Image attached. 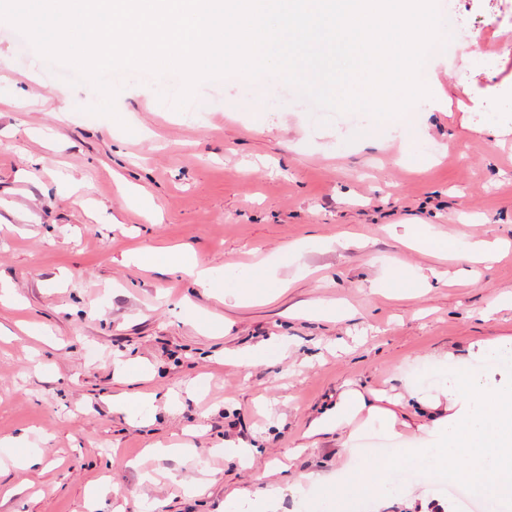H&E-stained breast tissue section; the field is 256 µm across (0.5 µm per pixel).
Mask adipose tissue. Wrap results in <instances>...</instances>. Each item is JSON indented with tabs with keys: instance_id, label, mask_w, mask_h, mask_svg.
Listing matches in <instances>:
<instances>
[{
	"instance_id": "obj_1",
	"label": "adipose tissue",
	"mask_w": 512,
	"mask_h": 512,
	"mask_svg": "<svg viewBox=\"0 0 512 512\" xmlns=\"http://www.w3.org/2000/svg\"><path fill=\"white\" fill-rule=\"evenodd\" d=\"M405 237L439 254L469 252L476 263L496 257L492 243L447 238L423 224L408 225ZM132 260L163 271L186 273L201 288L212 285L211 269L186 251L144 250L134 254ZM511 351L512 341L494 347L482 345L470 359L435 367V388L410 391L420 410L418 424L399 417L395 410L369 402L359 391L348 390L313 421L310 433H345V440L336 450L341 460L355 455L353 440L361 425L378 426L398 441L397 465L378 467L370 478V505L376 512L391 496L393 478L400 466L424 471L437 480L465 482L478 474L487 483L496 484L512 472V386L491 393L483 391L473 363Z\"/></svg>"
}]
</instances>
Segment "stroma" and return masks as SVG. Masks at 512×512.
<instances>
[{
  "label": "stroma",
  "instance_id": "1",
  "mask_svg": "<svg viewBox=\"0 0 512 512\" xmlns=\"http://www.w3.org/2000/svg\"><path fill=\"white\" fill-rule=\"evenodd\" d=\"M458 9L478 41L432 65L409 137L376 148L380 122L277 78L208 81L178 111V75L125 72L118 119L91 115L90 85L0 28V279L16 298L0 303V441L31 459L0 452V512H228L268 490L306 512L292 483L335 472L336 437L306 433L339 393H401L436 359L512 338V307L484 313L512 292V252L476 287L463 254L404 239L409 224L512 238V8ZM143 248L194 253L214 288L129 263ZM230 279L253 300L227 299ZM274 341L270 359L224 361ZM229 440L254 455L226 457Z\"/></svg>",
  "mask_w": 512,
  "mask_h": 512
}]
</instances>
